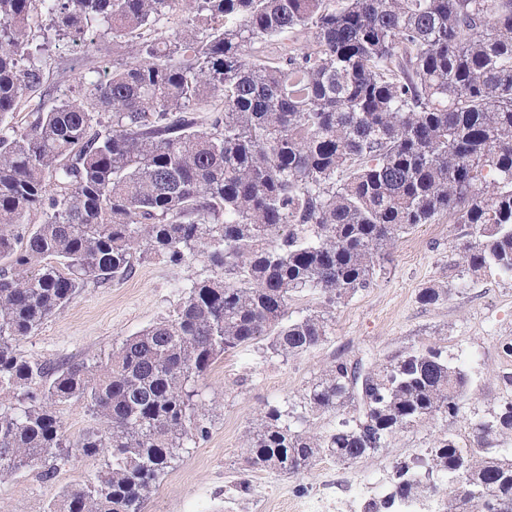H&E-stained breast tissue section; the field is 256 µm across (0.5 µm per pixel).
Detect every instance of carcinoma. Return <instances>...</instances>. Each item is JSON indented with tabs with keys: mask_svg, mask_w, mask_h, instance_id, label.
I'll use <instances>...</instances> for the list:
<instances>
[{
	"mask_svg": "<svg viewBox=\"0 0 512 512\" xmlns=\"http://www.w3.org/2000/svg\"><path fill=\"white\" fill-rule=\"evenodd\" d=\"M304 31L308 47L279 45ZM55 36L112 53V70L86 58L64 97L32 108ZM448 216L472 228L463 271L512 280V0H0V393L15 399L0 475L52 477L71 457L56 407L85 401L100 427L79 448L109 458L45 512H142L208 436L199 377L263 341L314 349L329 319H290L293 294L333 304L370 287L401 234ZM198 255L210 273L106 362L17 350L88 284ZM357 365L355 390L340 361L300 405L268 408L250 467L355 463L460 412L468 377L440 347ZM327 412L336 426L310 433ZM469 428L468 450L447 434L425 466L395 463L379 507L446 491L448 512H512V457L490 448L512 435V397ZM460 466L464 497L444 488Z\"/></svg>",
	"mask_w": 512,
	"mask_h": 512,
	"instance_id": "obj_1",
	"label": "carcinoma"
}]
</instances>
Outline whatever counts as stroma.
<instances>
[{"label":"stroma","instance_id":"35a3bbf8","mask_svg":"<svg viewBox=\"0 0 512 512\" xmlns=\"http://www.w3.org/2000/svg\"><path fill=\"white\" fill-rule=\"evenodd\" d=\"M465 224L442 219L404 234L389 251L372 287L327 304L305 291L289 303L291 317L328 310L332 329L315 349L288 357L264 353L262 345L226 353L198 379L196 389L210 412L207 438L190 444L144 504V512H304L323 489L345 483L382 498L393 462L424 453L434 438L469 440V418L486 416L501 396L512 394V281L494 277L466 283L455 262ZM204 257L181 264L151 260L122 281L82 288L68 306L21 339L25 356L50 364L103 360L129 336L149 327L184 295V287L208 273ZM448 295L421 304L422 289ZM438 345L468 372L470 383L457 418L421 423L399 432L384 451L352 464L320 458L308 471L283 475L248 466L246 435L268 406L285 409L336 361H386L405 349ZM107 452L69 458L52 480L37 472L0 477V512H45L69 488L89 480ZM249 489L241 493L239 482Z\"/></svg>","mask_w":512,"mask_h":512}]
</instances>
